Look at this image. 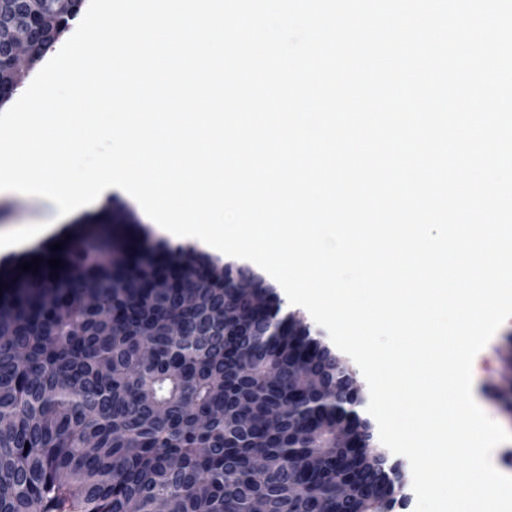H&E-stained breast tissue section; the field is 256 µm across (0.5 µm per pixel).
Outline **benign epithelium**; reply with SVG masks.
<instances>
[{
  "label": "benign epithelium",
  "instance_id": "obj_1",
  "mask_svg": "<svg viewBox=\"0 0 512 512\" xmlns=\"http://www.w3.org/2000/svg\"><path fill=\"white\" fill-rule=\"evenodd\" d=\"M0 7V99L11 94L43 54L35 28L61 35L77 15L81 0H9Z\"/></svg>",
  "mask_w": 512,
  "mask_h": 512
}]
</instances>
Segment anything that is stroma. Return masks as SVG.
Instances as JSON below:
<instances>
[{"instance_id":"1","label":"stroma","mask_w":512,"mask_h":512,"mask_svg":"<svg viewBox=\"0 0 512 512\" xmlns=\"http://www.w3.org/2000/svg\"><path fill=\"white\" fill-rule=\"evenodd\" d=\"M117 209L131 215L133 222L113 225V241L134 239L144 231L148 233L150 243L160 242V235L151 232L148 220L139 213L136 204L118 188L105 190L93 204L84 207L79 216L69 218L58 217L56 206L47 199L16 192L0 193V235H10L22 242L17 251L0 255V269L18 267L34 255L50 252L52 244L66 242L77 232L99 233L98 219ZM511 336L512 319L490 340L476 379L478 397L491 418L510 431L512 414L503 410L493 394L512 381V370L507 367V357L512 354L507 339Z\"/></svg>"}]
</instances>
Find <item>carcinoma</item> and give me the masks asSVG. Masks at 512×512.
<instances>
[{
	"mask_svg": "<svg viewBox=\"0 0 512 512\" xmlns=\"http://www.w3.org/2000/svg\"><path fill=\"white\" fill-rule=\"evenodd\" d=\"M162 252L79 237L59 269L0 272V512H392L372 423L336 412L342 355L273 285L236 287L254 269ZM226 307L244 315L229 336Z\"/></svg>",
	"mask_w": 512,
	"mask_h": 512,
	"instance_id": "cac0c4a2",
	"label": "carcinoma"
}]
</instances>
